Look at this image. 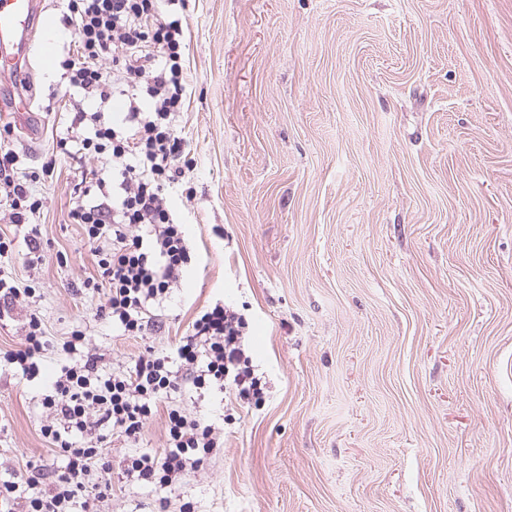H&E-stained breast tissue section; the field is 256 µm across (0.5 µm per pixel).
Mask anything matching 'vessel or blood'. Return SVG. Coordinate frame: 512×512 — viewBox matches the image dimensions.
<instances>
[{
    "label": "vessel or blood",
    "instance_id": "obj_1",
    "mask_svg": "<svg viewBox=\"0 0 512 512\" xmlns=\"http://www.w3.org/2000/svg\"><path fill=\"white\" fill-rule=\"evenodd\" d=\"M43 0H0V77L14 76L31 51Z\"/></svg>",
    "mask_w": 512,
    "mask_h": 512
}]
</instances>
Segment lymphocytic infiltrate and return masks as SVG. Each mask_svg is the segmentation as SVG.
<instances>
[{
	"mask_svg": "<svg viewBox=\"0 0 512 512\" xmlns=\"http://www.w3.org/2000/svg\"><path fill=\"white\" fill-rule=\"evenodd\" d=\"M180 0H57L73 46L61 63L69 87L106 101L127 99L121 124L92 115L89 129L64 136L60 151L100 159L80 170L70 215L80 225L94 257L96 273L84 290L105 292L100 310L123 335L141 336L157 310L171 298L191 261L183 225L177 224L164 195L192 168L175 118L182 112L188 82ZM43 201L19 168V156L0 135V208L14 223L39 213ZM245 318L217 302L201 309L189 333L172 352L148 351L125 370L105 373L91 353L83 330L61 345L69 359L42 399L49 417L42 436L65 459L48 487L25 490L39 479L37 466L0 482V503L24 496L26 512H98L112 492V473L178 490L224 446V431L209 418L175 404L187 387L196 393H223L232 386L240 400L260 398L261 382L243 344ZM51 348L37 313H30L19 348L4 359L23 376H34ZM164 413L161 454L127 455L119 466L103 460L108 435L137 444L147 422ZM110 434H102L101 426Z\"/></svg>",
	"mask_w": 512,
	"mask_h": 512,
	"instance_id": "lymphocytic-infiltrate-1",
	"label": "lymphocytic infiltrate"
}]
</instances>
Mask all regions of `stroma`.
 <instances>
[{
	"mask_svg": "<svg viewBox=\"0 0 512 512\" xmlns=\"http://www.w3.org/2000/svg\"><path fill=\"white\" fill-rule=\"evenodd\" d=\"M189 89L176 123L194 169L167 193L192 262L160 328L129 338L82 293L93 256L70 211L73 103L40 54L0 80V126L43 207L0 271L37 297L51 344L78 327L103 371L165 350L221 300L245 314L261 407L182 393L224 446L179 490L116 483L101 512H512V0H185ZM30 99L31 113L11 111ZM53 165L51 174L41 169ZM55 364L0 367V479L65 464L41 434ZM164 415L113 462L159 453Z\"/></svg>",
	"mask_w": 512,
	"mask_h": 512,
	"instance_id": "1",
	"label": "stroma"
}]
</instances>
